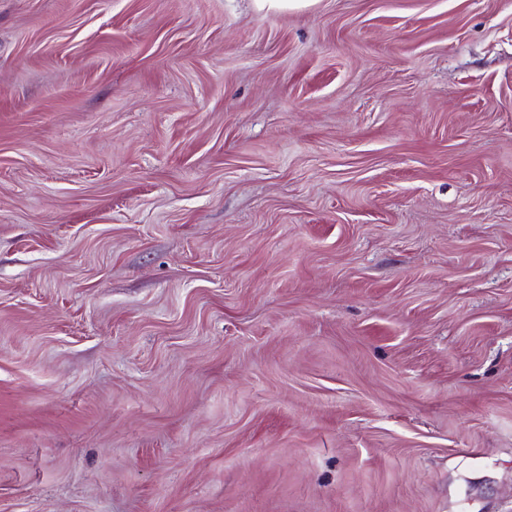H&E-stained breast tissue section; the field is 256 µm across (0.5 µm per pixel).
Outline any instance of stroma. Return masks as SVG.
Instances as JSON below:
<instances>
[{"label":"stroma","mask_w":512,"mask_h":512,"mask_svg":"<svg viewBox=\"0 0 512 512\" xmlns=\"http://www.w3.org/2000/svg\"><path fill=\"white\" fill-rule=\"evenodd\" d=\"M0 512H512V0H0Z\"/></svg>","instance_id":"1"}]
</instances>
